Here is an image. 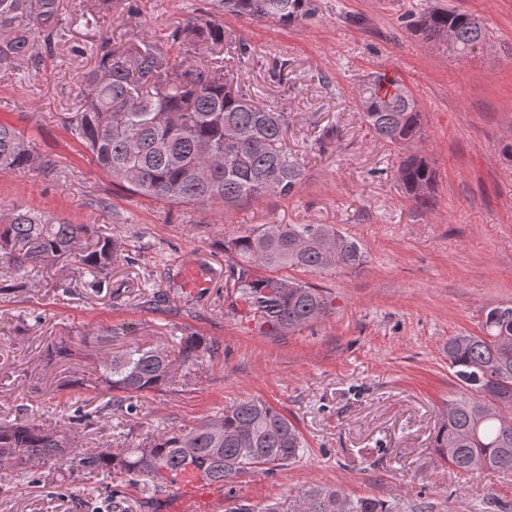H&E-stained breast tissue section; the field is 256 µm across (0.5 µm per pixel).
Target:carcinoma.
Returning <instances> with one entry per match:
<instances>
[{"label": "carcinoma", "mask_w": 512, "mask_h": 512, "mask_svg": "<svg viewBox=\"0 0 512 512\" xmlns=\"http://www.w3.org/2000/svg\"><path fill=\"white\" fill-rule=\"evenodd\" d=\"M114 0H87L70 15L65 0H0V69L30 73L46 56L82 57L87 48L72 41L71 28L89 27ZM224 10L252 20L295 26L316 13L315 0H224ZM424 40L469 57L492 42L484 21L470 13L425 9L407 17ZM186 47L221 50L224 25L196 18L178 35ZM160 39L118 44L105 34L92 48L96 64L84 73L79 106L69 117L71 134L96 157L112 181L157 201L179 205L221 203L226 207L266 194L288 197L303 183L304 171L288 152V114L252 103L248 90L224 82V61L184 67ZM363 121L378 139L397 147L421 138L423 115L404 86L375 77L358 97ZM40 158L10 124L0 121V170L30 169ZM438 174L424 155L399 165L402 192L419 208L434 205ZM237 260L226 281L244 314L273 336H285L320 321L334 310L332 296L281 270L356 268L365 252L326 224H264L224 240ZM121 250L105 224H68L20 206L0 205V265L17 280L36 277L45 265L78 260L87 288H99ZM206 349L194 336L177 349L132 346L104 361L101 379L138 414L134 399L164 388L175 370L192 364ZM448 369L460 391L448 400L446 417L433 441L438 459L461 472L478 468L512 472V303L482 310L480 333L448 338ZM92 415L72 404L69 423L94 425ZM307 450L297 426L268 403L240 399L214 418L190 428L163 431L118 453L85 452L79 458L89 474H119L157 489L180 473L192 472L221 485L232 499L231 512H428L425 502L400 498H350L335 488L312 486L291 503L257 507L233 495L243 474H271L294 463ZM72 438L33 421L0 420V457L18 465L61 462L74 454Z\"/></svg>", "instance_id": "1"}]
</instances>
